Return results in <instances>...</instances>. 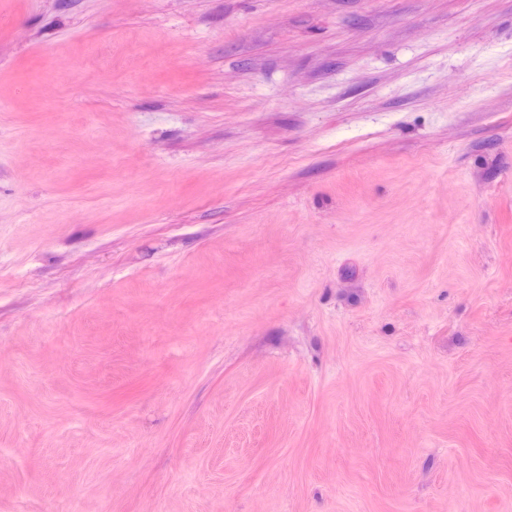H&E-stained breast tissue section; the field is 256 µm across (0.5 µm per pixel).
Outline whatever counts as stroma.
<instances>
[{"mask_svg":"<svg viewBox=\"0 0 512 512\" xmlns=\"http://www.w3.org/2000/svg\"><path fill=\"white\" fill-rule=\"evenodd\" d=\"M0 512H512V0H22Z\"/></svg>","mask_w":512,"mask_h":512,"instance_id":"stroma-1","label":"stroma"}]
</instances>
